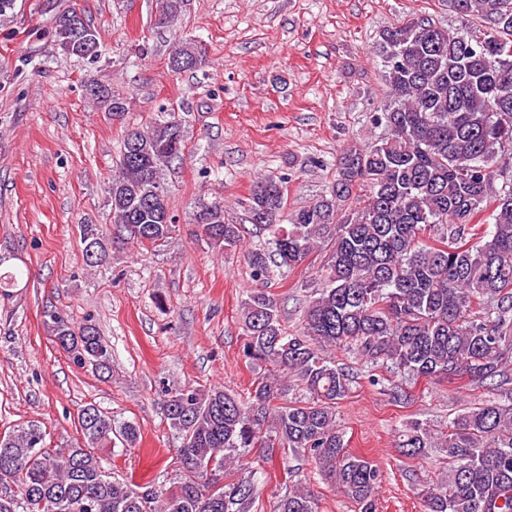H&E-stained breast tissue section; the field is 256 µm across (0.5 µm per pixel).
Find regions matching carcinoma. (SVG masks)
<instances>
[{"instance_id": "obj_1", "label": "carcinoma", "mask_w": 512, "mask_h": 512, "mask_svg": "<svg viewBox=\"0 0 512 512\" xmlns=\"http://www.w3.org/2000/svg\"><path fill=\"white\" fill-rule=\"evenodd\" d=\"M473 28L449 30L420 16L380 34L385 133L343 157L330 196L282 223L286 187L261 178L248 198L251 223L268 231V249L245 251L255 288L242 304L248 358L271 366L248 396L188 387L168 393L165 417L181 438L177 474L166 486H140L106 473L97 448L133 444L138 430L89 405L78 414L83 442L57 449L37 426L0 437V512H257L254 448L310 457L319 475L359 512H377L383 474L349 452L336 404L354 376L323 354L340 349L418 382H496L512 395V183L496 185V164L512 159V0H448ZM184 0H156V21L177 20ZM68 9L54 20L61 50L81 57ZM207 49L191 39L172 47L176 71L199 70ZM93 101L124 119V98L106 88ZM175 114L147 131H126L109 188L117 237L161 246L171 214L163 164L184 157ZM359 186L366 193L356 194ZM197 237L228 251L241 245V225L224 219V203L199 202ZM91 264L103 262L108 228L77 225ZM332 242L321 286L301 331L289 333L269 283L275 270L301 265L322 239ZM53 342L79 366L112 373V348L92 324L74 325L44 312ZM302 391L289 396L294 389ZM407 459L438 448L448 479L422 493L424 512H512V403L462 409L439 432L414 421L398 432ZM272 512H318L313 494L290 490Z\"/></svg>"}]
</instances>
